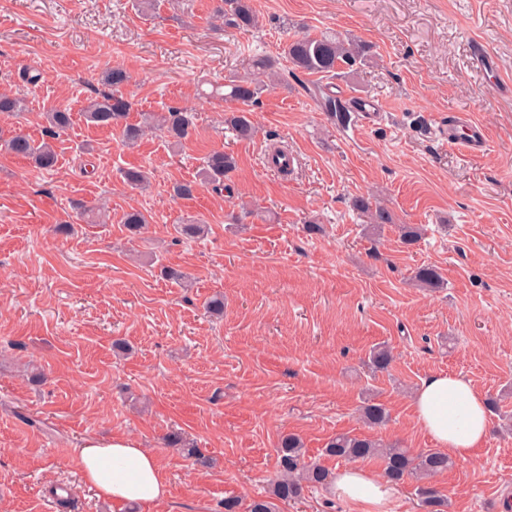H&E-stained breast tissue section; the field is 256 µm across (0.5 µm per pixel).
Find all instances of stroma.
I'll return each mask as SVG.
<instances>
[{"label":"stroma","instance_id":"35a3bbf8","mask_svg":"<svg viewBox=\"0 0 512 512\" xmlns=\"http://www.w3.org/2000/svg\"><path fill=\"white\" fill-rule=\"evenodd\" d=\"M137 3L0 0V93L27 104L0 115V132L39 141L42 112L71 114L53 170L0 151V512H113L81 482L91 435L128 434L157 454L170 495L135 512H224L225 498L264 495L288 433L334 473L345 462L322 451L339 433L428 450L411 395L437 373L500 400L484 445L432 478L444 512H512V98L470 51L483 40L512 81V0H252L261 25L249 32L215 18L216 0H155L147 16ZM302 28L371 45L368 64L329 87L382 104L377 118L342 126L321 112L305 91L315 78L298 83L280 58ZM259 55L278 59L281 79L240 140L224 123L237 103L204 91L262 79ZM111 67L131 75V121L175 107L196 113V131L174 146L155 130L130 148L87 123ZM461 112L487 132L484 154L440 138ZM279 146L294 157L285 175L265 164ZM214 150L236 159L230 192L174 197ZM128 167L148 187L125 184ZM358 195L393 223L371 233L349 206ZM95 203L106 223L79 219ZM133 208L149 218L138 235L122 222ZM198 218L207 237L177 240L175 225ZM66 222L73 233L57 232ZM403 224L422 226L414 245ZM427 266L443 287L415 286ZM215 293L220 317L204 309ZM381 342L394 361L374 373L364 360ZM368 396L387 408L385 427L360 418ZM174 433L209 466L168 447Z\"/></svg>","mask_w":512,"mask_h":512}]
</instances>
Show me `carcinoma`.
Wrapping results in <instances>:
<instances>
[{
  "label": "carcinoma",
  "mask_w": 512,
  "mask_h": 512,
  "mask_svg": "<svg viewBox=\"0 0 512 512\" xmlns=\"http://www.w3.org/2000/svg\"><path fill=\"white\" fill-rule=\"evenodd\" d=\"M216 13L224 17L226 24L241 30L258 26V16L252 0H220ZM371 46L354 38L336 33H322L313 36L301 31L288 39L283 54L292 69L305 75H318L322 78L344 76L357 69L364 62ZM103 82L110 91L91 100L84 116L87 121L103 127L122 130L123 141L128 145L137 143L145 130L158 126L168 138L169 143L179 145L188 139L195 128V116L178 108H170L161 114H147L143 121L129 122L131 103L122 92L129 82L126 70L114 67L106 71ZM267 85L250 80H233L227 85L224 98L245 105L242 110L232 112L225 123L240 140L251 139L256 127L250 118L247 107L259 103ZM321 111L339 124L346 121V116L356 111L353 102L343 100L333 94L317 88ZM26 112L25 100L9 95H0V114L20 116ZM46 122L45 136L56 139L70 123L69 113L54 110L44 113ZM0 146L12 155L31 160L40 169H51L57 162V155L50 142L36 141L23 131H15L8 138L0 136ZM233 155L224 151H214L205 157L198 178L183 181L173 186L174 196L183 200H193L201 187H208L212 192H224L229 174L235 169ZM353 209L367 218V222L376 228L394 223L391 212L372 202L371 198L357 196L351 201ZM123 223L132 233H139L149 220L138 210L124 214ZM175 232L185 238L203 236L208 225L194 220L188 224H178ZM415 280L422 287L438 288L443 283V276L436 267H423L416 272ZM393 361L389 347H374L368 356V365L375 371H386ZM361 415L371 427H382L389 421L386 408L369 399L361 407ZM325 453L338 459L356 461L377 459L383 465L384 476L395 484L408 479H422L448 471L453 460L448 453L440 450L414 452L409 448L396 445L385 446L380 441L366 436L338 434L326 445ZM278 477L271 483L264 496L253 499L247 506V512H278L280 502H289L301 498L306 488H323L330 485L329 471L318 461L305 460L303 444L295 434L281 437L277 448ZM422 505L429 512H438L444 501L431 487L417 488Z\"/></svg>",
  "instance_id": "cac0c4a2"
}]
</instances>
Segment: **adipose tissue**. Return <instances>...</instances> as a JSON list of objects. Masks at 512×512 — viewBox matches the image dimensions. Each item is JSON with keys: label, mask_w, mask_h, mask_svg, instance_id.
Segmentation results:
<instances>
[{"label": "adipose tissue", "mask_w": 512, "mask_h": 512, "mask_svg": "<svg viewBox=\"0 0 512 512\" xmlns=\"http://www.w3.org/2000/svg\"><path fill=\"white\" fill-rule=\"evenodd\" d=\"M413 414L432 442L452 457L465 460L479 448L488 428L486 399L469 380L433 374L411 399ZM81 480L98 498L111 501L113 512L130 504L143 506L167 500L169 487L157 455L129 435L85 437L79 447ZM336 498L361 505L364 512H387L390 485L372 472L349 467L331 487Z\"/></svg>", "instance_id": "adipose-tissue-1"}]
</instances>
